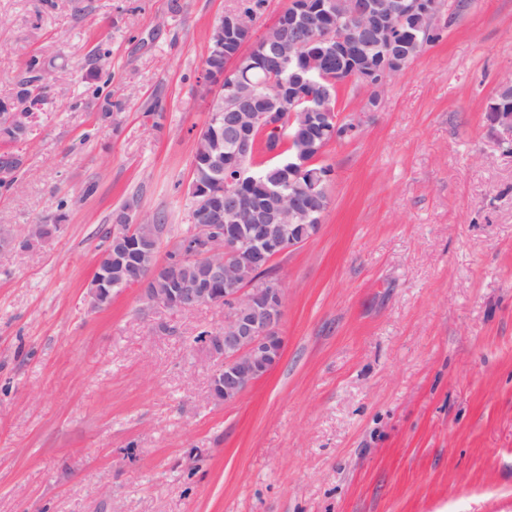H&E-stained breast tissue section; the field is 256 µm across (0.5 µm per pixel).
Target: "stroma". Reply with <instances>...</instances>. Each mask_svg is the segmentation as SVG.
<instances>
[{"instance_id":"1","label":"stroma","mask_w":512,"mask_h":512,"mask_svg":"<svg viewBox=\"0 0 512 512\" xmlns=\"http://www.w3.org/2000/svg\"><path fill=\"white\" fill-rule=\"evenodd\" d=\"M448 2L377 108L342 91L360 131L322 155L331 205L271 262L283 356L225 403L195 340L221 309L87 294L116 210L165 215L166 251L187 224L198 77L237 0H0V97L30 56L59 75L0 227L67 204L41 249L0 251V512H512V147L485 112L512 0Z\"/></svg>"}]
</instances>
